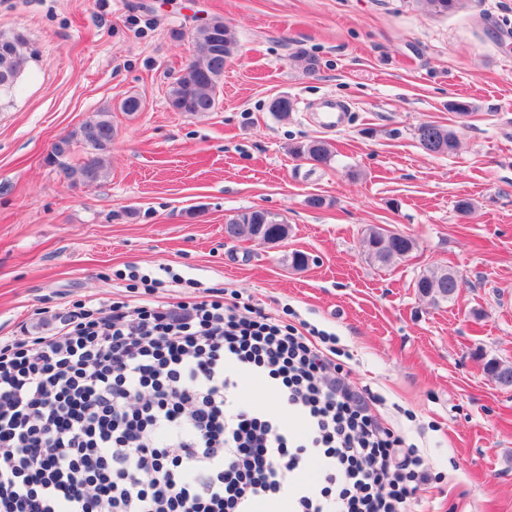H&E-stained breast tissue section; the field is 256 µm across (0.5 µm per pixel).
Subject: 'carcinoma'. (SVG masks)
Returning a JSON list of instances; mask_svg holds the SVG:
<instances>
[{
    "mask_svg": "<svg viewBox=\"0 0 512 512\" xmlns=\"http://www.w3.org/2000/svg\"><path fill=\"white\" fill-rule=\"evenodd\" d=\"M237 42L221 19H214L195 31L193 55L169 91L170 104L177 112L192 116L214 111L216 90L224 79V67L235 54ZM29 51L26 38L20 33H0V97H8L18 85ZM114 132L110 112L103 111L82 123L79 128L61 138L63 148L55 152L56 158L46 164L59 170L68 181L95 183L104 177L102 153L112 144ZM416 138L427 153L449 155L458 145L455 133L433 123L417 128ZM79 142L92 149L90 156L78 167L67 163L73 144ZM295 154L317 164L331 160V150L322 140H311L296 148ZM226 232L232 236L260 233L264 240L283 239L288 225L277 221L268 212L252 210L230 220ZM368 257L387 265L406 256L415 246L412 238L399 232L370 227L365 236ZM417 291L433 302L450 301L462 288L457 276L447 270H427L415 280ZM484 368L504 387H512V366L489 359Z\"/></svg>",
    "mask_w": 512,
    "mask_h": 512,
    "instance_id": "cac0c4a2",
    "label": "carcinoma"
}]
</instances>
